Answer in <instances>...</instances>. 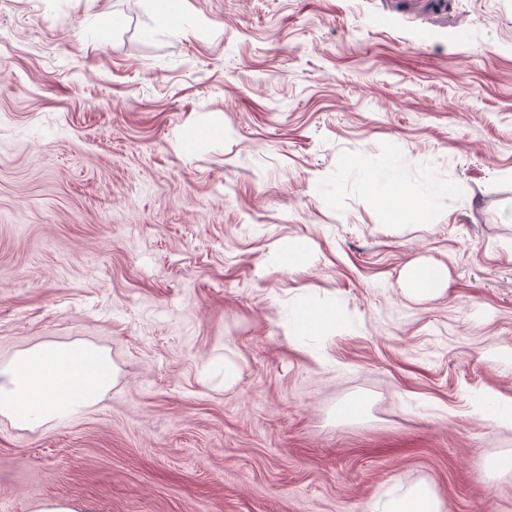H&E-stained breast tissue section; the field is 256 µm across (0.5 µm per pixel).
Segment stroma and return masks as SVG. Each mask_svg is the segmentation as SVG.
Instances as JSON below:
<instances>
[{
	"instance_id": "1",
	"label": "stroma",
	"mask_w": 512,
	"mask_h": 512,
	"mask_svg": "<svg viewBox=\"0 0 512 512\" xmlns=\"http://www.w3.org/2000/svg\"><path fill=\"white\" fill-rule=\"evenodd\" d=\"M76 342L112 385L0 415V512H512V0H0V369ZM394 162L383 159L359 175L358 183L361 191L375 198H382L397 207L405 200H413L421 206H426L437 198L443 189L432 183L426 182L417 188H407L392 176ZM295 336H329L336 330V312L311 303H302L284 316ZM373 512H442V504L436 495L426 487L409 490L402 498L376 504Z\"/></svg>"
}]
</instances>
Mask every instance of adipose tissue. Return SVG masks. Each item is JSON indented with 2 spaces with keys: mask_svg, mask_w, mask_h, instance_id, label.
Here are the masks:
<instances>
[{
  "mask_svg": "<svg viewBox=\"0 0 512 512\" xmlns=\"http://www.w3.org/2000/svg\"><path fill=\"white\" fill-rule=\"evenodd\" d=\"M394 163L380 161L358 178L361 191L392 205L412 200L427 205L442 189L428 182L408 188L392 176ZM297 336H326L336 328V313L311 303L300 304L284 317ZM112 361L100 348L44 343L20 352L0 371V413L24 428H35L95 403L111 386Z\"/></svg>",
  "mask_w": 512,
  "mask_h": 512,
  "instance_id": "obj_1",
  "label": "adipose tissue"
}]
</instances>
